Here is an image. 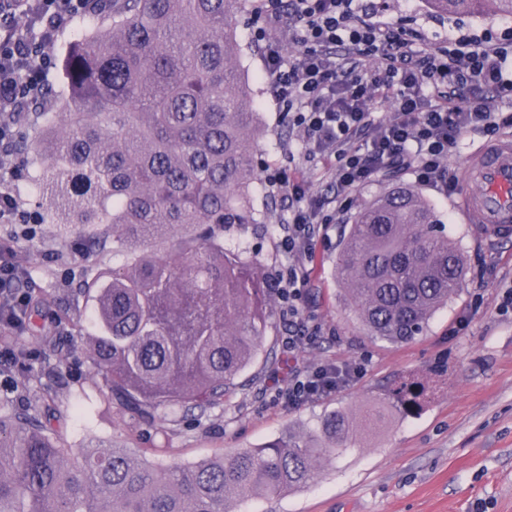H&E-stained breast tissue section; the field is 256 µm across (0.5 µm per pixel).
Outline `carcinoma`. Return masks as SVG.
Returning <instances> with one entry per match:
<instances>
[{"instance_id":"cac0c4a2","label":"carcinoma","mask_w":512,"mask_h":512,"mask_svg":"<svg viewBox=\"0 0 512 512\" xmlns=\"http://www.w3.org/2000/svg\"><path fill=\"white\" fill-rule=\"evenodd\" d=\"M439 15L512 17V0H426ZM244 0H95L97 24L62 59V112H38L17 149L42 156L32 180L59 237L101 225L92 280L96 332L86 349L107 399L140 414L201 412L261 349L269 286L224 231L256 223L251 185L257 113L238 64ZM171 235V250L152 241ZM461 250L409 186L364 206L339 246L336 276L362 326L411 341L464 278ZM435 389L392 381L355 423L326 415L303 439L281 437L230 458L161 470L125 448H66L35 417L0 414V512H234L316 478L317 462L351 451L357 428L420 413Z\"/></svg>"}]
</instances>
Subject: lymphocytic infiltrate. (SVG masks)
<instances>
[{
  "label": "lymphocytic infiltrate",
  "mask_w": 512,
  "mask_h": 512,
  "mask_svg": "<svg viewBox=\"0 0 512 512\" xmlns=\"http://www.w3.org/2000/svg\"><path fill=\"white\" fill-rule=\"evenodd\" d=\"M380 0H264L267 26L299 24L301 51L283 61L278 48L258 38L274 98L301 134L306 156L333 159L337 204L392 169L410 171L417 183L448 194L457 178L448 158L468 131L496 137L512 128V113L489 104L490 96H512V51L493 38L460 37L435 51L414 48L411 39L376 22ZM92 0H0V169L13 162L15 127L42 99L50 60L42 46L56 41ZM24 17L36 37L20 33ZM348 54H338L339 46ZM388 101V118H375L376 99ZM265 182L287 203L281 227L285 251L294 259L271 287L283 301L286 345L296 349L317 334L301 308L313 244L329 217L287 171ZM348 368L318 366L295 376L289 404L335 393L351 376Z\"/></svg>",
  "instance_id": "obj_1"
}]
</instances>
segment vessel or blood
Segmentation results:
<instances>
[{
  "instance_id": "b4317fda",
  "label": "vessel or blood",
  "mask_w": 512,
  "mask_h": 512,
  "mask_svg": "<svg viewBox=\"0 0 512 512\" xmlns=\"http://www.w3.org/2000/svg\"><path fill=\"white\" fill-rule=\"evenodd\" d=\"M474 190L463 193V209L494 239L512 237V140L478 151L471 169Z\"/></svg>"
}]
</instances>
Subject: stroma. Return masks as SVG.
<instances>
[{
    "instance_id": "35a3bbf8",
    "label": "stroma",
    "mask_w": 512,
    "mask_h": 512,
    "mask_svg": "<svg viewBox=\"0 0 512 512\" xmlns=\"http://www.w3.org/2000/svg\"><path fill=\"white\" fill-rule=\"evenodd\" d=\"M260 0H248L237 29L240 70L250 87L246 102L259 116L263 136L256 154L254 205L260 221L224 235L228 247L257 262L265 278L291 261L277 227L288 212L266 186V171L284 167L310 195L330 193L332 163L306 162L299 133L271 94V80L254 42ZM388 25L419 32L432 50L459 36L512 42V17L495 14L440 16L424 0H385L378 14ZM484 135L459 140L448 166L458 182L444 195L416 184L410 172L384 173L360 187L352 204L332 212L307 264L303 312L318 325L316 338L287 352L284 304L270 297L264 349L238 377L223 402L200 413L162 407L142 415L119 401L105 402L103 375L94 372L85 336L94 330V303L81 293L82 270L97 267L78 238L61 243L50 224L29 233L0 224V247L24 272L20 289L31 317L22 327L0 326V411L34 415L49 436L69 448L100 442L130 449L150 464L190 466L254 448L282 435L314 430L329 412L352 415L375 404L383 388L407 373L438 380L426 410L389 420L377 432L358 434L356 452L322 460L318 478L280 498H253L237 512H512V238H486L459 204L468 169ZM415 186L463 252L467 274L447 307L423 332L396 345L368 336L336 278L338 242L361 207L398 185ZM320 364L362 365L359 378L331 395L289 405L284 392L295 369Z\"/></svg>"
}]
</instances>
